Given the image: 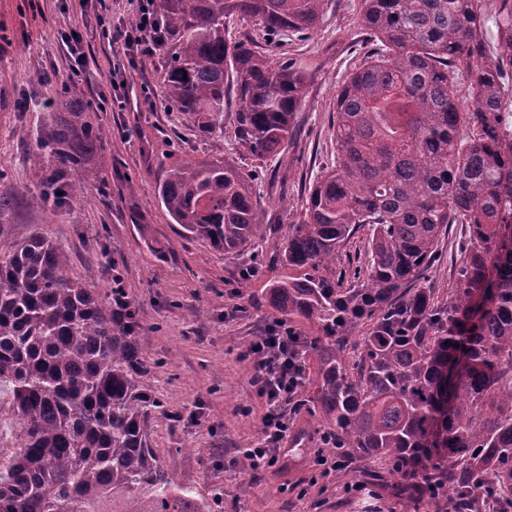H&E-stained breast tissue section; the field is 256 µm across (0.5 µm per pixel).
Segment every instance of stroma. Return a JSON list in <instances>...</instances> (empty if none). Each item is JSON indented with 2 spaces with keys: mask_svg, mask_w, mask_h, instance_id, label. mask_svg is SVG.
Masks as SVG:
<instances>
[{
  "mask_svg": "<svg viewBox=\"0 0 512 512\" xmlns=\"http://www.w3.org/2000/svg\"><path fill=\"white\" fill-rule=\"evenodd\" d=\"M359 10L360 0H330L314 30L265 45L273 61L293 62L304 77L296 132L281 158L256 165L232 153V127L201 133L161 103L152 111L97 112L94 121L112 132L99 177L53 208L24 181L37 131L49 118L39 104L58 99L68 81L56 32L69 22L87 24L83 50L92 64L81 84L85 96L105 90L113 52L84 0H0V194L19 197L0 248L36 230L68 253L67 274L85 287L103 295L113 275L121 276L139 311L151 392L161 404L152 446L172 480L218 512H403V498L365 476L380 463L327 448L308 406L295 414L287 471L255 474L243 457L244 449L261 445L264 412L244 352L281 319L264 300L268 284L289 274L275 247L310 185L334 161L336 97L372 48ZM226 157L252 183L263 219L254 246L228 255L184 236L155 195L173 164ZM463 232L453 225L427 273L426 286L439 293L452 284ZM248 269L254 276L244 291L239 280ZM346 467L360 478L343 481Z\"/></svg>",
  "mask_w": 512,
  "mask_h": 512,
  "instance_id": "stroma-1",
  "label": "stroma"
}]
</instances>
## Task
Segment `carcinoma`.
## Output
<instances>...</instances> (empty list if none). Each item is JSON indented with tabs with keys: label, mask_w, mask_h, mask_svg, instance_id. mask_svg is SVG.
I'll return each instance as SVG.
<instances>
[{
	"label": "carcinoma",
	"mask_w": 512,
	"mask_h": 512,
	"mask_svg": "<svg viewBox=\"0 0 512 512\" xmlns=\"http://www.w3.org/2000/svg\"><path fill=\"white\" fill-rule=\"evenodd\" d=\"M328 0H157L167 31L165 105L260 162L278 158L300 110L302 71L265 41L315 28ZM375 47L336 100V161L308 189L278 248L293 274L266 288L313 323L310 403L335 448L387 466L411 507L512 512V0H362ZM466 84L471 104L458 88ZM107 129L70 86L39 131L31 182L58 207L98 178ZM156 195L186 236L227 254L257 239L253 186L231 162L185 160ZM454 224L465 227L446 296L421 285ZM370 230L353 279L336 259ZM39 231L0 254V386L21 430L0 453V512H211L178 488L150 444L149 369L125 289L106 298L67 276Z\"/></svg>",
	"instance_id": "cac0c4a2"
}]
</instances>
